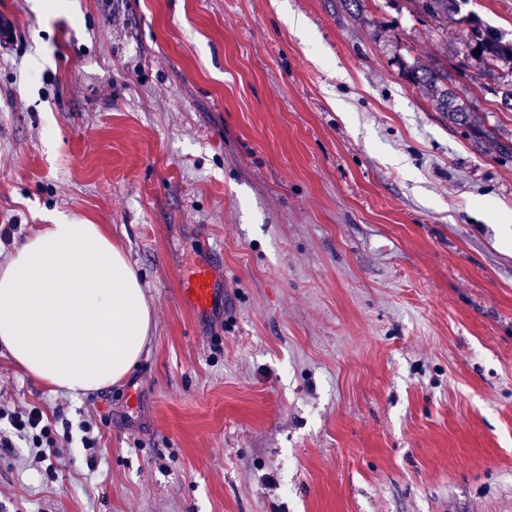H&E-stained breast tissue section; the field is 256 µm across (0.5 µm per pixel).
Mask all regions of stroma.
Returning <instances> with one entry per match:
<instances>
[{
  "instance_id": "stroma-1",
  "label": "stroma",
  "mask_w": 512,
  "mask_h": 512,
  "mask_svg": "<svg viewBox=\"0 0 512 512\" xmlns=\"http://www.w3.org/2000/svg\"><path fill=\"white\" fill-rule=\"evenodd\" d=\"M48 2L0 0V263L106 225L153 321L77 400L0 348V404L58 446L0 447V512H512V159L402 70L512 134L456 31L408 0ZM407 78L413 83L425 88L434 101L438 112L448 119V124L464 127L471 141L478 147L492 142L495 150L503 157L512 158V136H498L495 132L474 119L478 109L474 97H461L451 87L454 78L448 69L436 64L434 67H421L403 64ZM189 297L197 309L208 306L212 294V279L209 268L200 267L191 280Z\"/></svg>"
}]
</instances>
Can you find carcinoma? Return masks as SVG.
I'll return each instance as SVG.
<instances>
[{
	"instance_id": "obj_1",
	"label": "carcinoma",
	"mask_w": 512,
	"mask_h": 512,
	"mask_svg": "<svg viewBox=\"0 0 512 512\" xmlns=\"http://www.w3.org/2000/svg\"><path fill=\"white\" fill-rule=\"evenodd\" d=\"M413 11L432 21L441 31L448 33L452 26L459 31L460 45L467 59L474 62L477 75H490L493 84L481 85L483 91L500 99V105L512 110V39L487 25L476 14L461 13L460 0H407ZM480 54H475V51ZM407 78L425 88L434 101L435 108L448 119V124L464 127L471 141L481 146L492 143L503 157L512 158V137L499 136L485 126L476 123L474 112L476 99L462 97L453 90L454 78L448 69L436 65L421 67L404 65Z\"/></svg>"
}]
</instances>
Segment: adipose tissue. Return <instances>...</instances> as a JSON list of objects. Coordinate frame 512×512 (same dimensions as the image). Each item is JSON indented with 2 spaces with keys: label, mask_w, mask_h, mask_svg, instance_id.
<instances>
[{
  "label": "adipose tissue",
  "mask_w": 512,
  "mask_h": 512,
  "mask_svg": "<svg viewBox=\"0 0 512 512\" xmlns=\"http://www.w3.org/2000/svg\"><path fill=\"white\" fill-rule=\"evenodd\" d=\"M151 324L139 277L106 225H38L0 264V346L72 398L130 374Z\"/></svg>",
  "instance_id": "ef3b65f1"
}]
</instances>
